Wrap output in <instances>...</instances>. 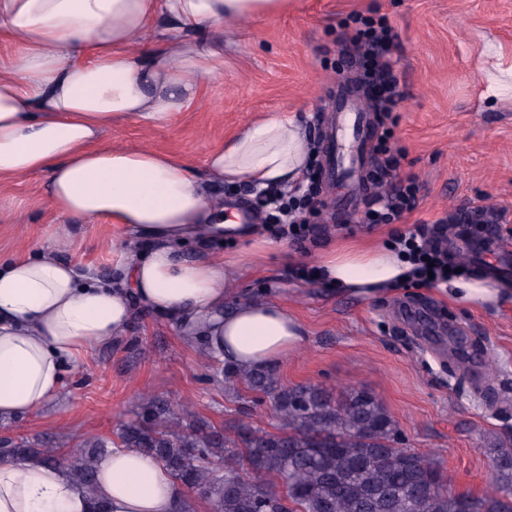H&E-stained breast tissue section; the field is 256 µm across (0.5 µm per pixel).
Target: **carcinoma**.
Returning a JSON list of instances; mask_svg holds the SVG:
<instances>
[{
	"mask_svg": "<svg viewBox=\"0 0 512 512\" xmlns=\"http://www.w3.org/2000/svg\"><path fill=\"white\" fill-rule=\"evenodd\" d=\"M223 375L224 390L243 384L257 394L271 429L186 422L183 405L150 398L117 439H87L76 457L24 439H6L0 449L19 461L64 465L91 491L100 457L136 448L156 456L211 512H512L504 502L512 496V448L494 457L496 489L465 495L447 487L439 464L400 446L396 421L366 391L283 385L268 369Z\"/></svg>",
	"mask_w": 512,
	"mask_h": 512,
	"instance_id": "cac0c4a2",
	"label": "carcinoma"
}]
</instances>
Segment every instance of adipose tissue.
Returning <instances> with one entry per match:
<instances>
[{
  "label": "adipose tissue",
  "instance_id": "ef3b65f1",
  "mask_svg": "<svg viewBox=\"0 0 512 512\" xmlns=\"http://www.w3.org/2000/svg\"><path fill=\"white\" fill-rule=\"evenodd\" d=\"M288 0H0V180L47 177L57 214L104 220L119 234L121 283L79 273L60 248L0 262V422L56 396L92 345L120 336L137 307L175 320L230 368H275L304 340L297 317L272 300H224L238 261L181 257L177 245L239 232L225 223L212 182L259 188L295 182L307 157L299 124L276 114L210 151L204 172L153 148L115 149L105 128L146 127L185 111L200 84L224 71V25L260 19ZM149 243L146 252L134 243ZM392 244L334 248L319 277L340 292L371 293L409 279ZM439 289L477 306L499 292L449 277ZM104 512H182L190 494L152 455L116 448L98 462ZM0 512H91L66 468L0 460Z\"/></svg>",
  "mask_w": 512,
  "mask_h": 512
}]
</instances>
